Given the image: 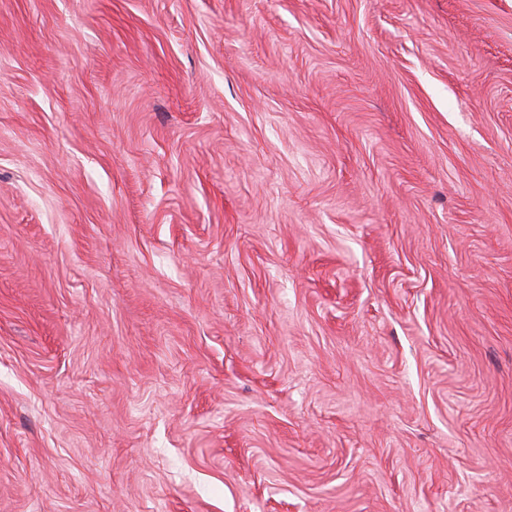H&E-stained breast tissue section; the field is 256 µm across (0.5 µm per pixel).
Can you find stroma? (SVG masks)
Here are the masks:
<instances>
[{
  "label": "stroma",
  "mask_w": 512,
  "mask_h": 512,
  "mask_svg": "<svg viewBox=\"0 0 512 512\" xmlns=\"http://www.w3.org/2000/svg\"><path fill=\"white\" fill-rule=\"evenodd\" d=\"M0 512H512V0H0Z\"/></svg>",
  "instance_id": "1"
}]
</instances>
